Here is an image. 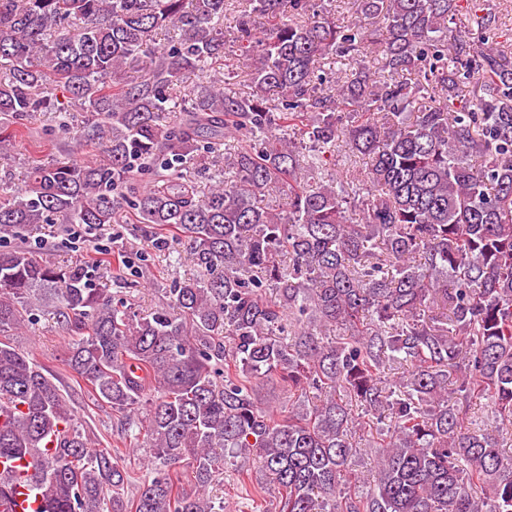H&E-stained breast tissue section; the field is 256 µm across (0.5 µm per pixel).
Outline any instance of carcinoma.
Instances as JSON below:
<instances>
[{
    "instance_id": "cac0c4a2",
    "label": "carcinoma",
    "mask_w": 512,
    "mask_h": 512,
    "mask_svg": "<svg viewBox=\"0 0 512 512\" xmlns=\"http://www.w3.org/2000/svg\"><path fill=\"white\" fill-rule=\"evenodd\" d=\"M229 2L0 0V127H13L0 149L67 103L100 116L104 144L99 160L35 163L24 188H1L0 233L79 224L93 243L124 214L176 228L198 268L141 317L97 287L103 258L1 251L0 335L53 303L71 369L112 411L141 412L149 476L126 500L125 455L91 449L57 378L2 339L0 457L33 470L41 512H224L210 484L224 451L246 448L283 490L276 512H512L500 431H469L448 395L458 373L457 394L512 426V54L493 47L495 17L462 31L448 26L458 0H357L344 29L313 0H250L234 30L251 92L213 79L172 95L224 54ZM170 28L171 45L142 54ZM329 57L347 66L334 81ZM471 79L479 93L454 110ZM344 134L371 160L359 198L310 178ZM236 137L228 176L201 187L191 164ZM259 382L288 409L271 416ZM359 440L379 449L377 480L352 498Z\"/></svg>"
}]
</instances>
